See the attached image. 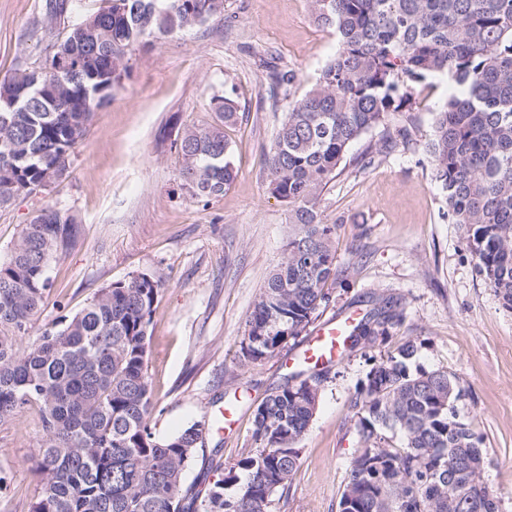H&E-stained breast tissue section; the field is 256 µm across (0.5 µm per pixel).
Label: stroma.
<instances>
[{
	"label": "stroma",
	"mask_w": 512,
	"mask_h": 512,
	"mask_svg": "<svg viewBox=\"0 0 512 512\" xmlns=\"http://www.w3.org/2000/svg\"><path fill=\"white\" fill-rule=\"evenodd\" d=\"M45 25L41 0H0V78L18 61L43 62ZM335 48V32L315 22L308 0H226L223 19L134 51L112 101L94 109L62 183L0 209L1 260L44 206L79 224L76 244L51 266L35 332L80 311L110 283L137 274L161 281L149 328L150 426L166 436L206 424L186 484L222 478L248 453L257 404L305 368L311 331L257 365H243L241 341L290 232V209L266 180L284 113L267 99L269 74L292 72L290 97L301 99ZM448 90L443 76L417 85L420 112L390 124L407 128V143L365 168H346L318 199L322 222L336 227L342 275L329 284L315 326L381 296L401 299L403 319L388 343L335 362L300 443V465L271 512H336L358 446L350 400L372 360L407 341L421 367L453 373L466 389L460 411L483 438L485 482L499 512H512V309L476 273L424 151L432 111ZM228 92L239 106L224 126L236 178L223 196L196 200L181 186L173 142L184 128L213 124L212 98ZM230 406L236 415L221 419ZM42 434L34 408L0 427V469L10 475L0 512H29L43 480Z\"/></svg>",
	"instance_id": "1"
}]
</instances>
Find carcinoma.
I'll list each match as a JSON object with an SVG mask.
<instances>
[{
  "instance_id": "carcinoma-1",
  "label": "carcinoma",
  "mask_w": 512,
  "mask_h": 512,
  "mask_svg": "<svg viewBox=\"0 0 512 512\" xmlns=\"http://www.w3.org/2000/svg\"><path fill=\"white\" fill-rule=\"evenodd\" d=\"M79 0H42L50 23L70 19ZM226 0H108L67 25L45 27L42 64H19L0 95V207L44 190L68 171L93 109L110 103L126 57L152 39L224 19ZM318 24L335 30L336 53L311 90L289 102L267 162L271 195L288 203L291 232L277 269L257 296L241 350L256 365L297 338L329 301L337 280L335 227L316 203L351 146L414 111L413 90L446 75L455 93L435 112L425 152L448 206L465 231L476 272L512 307V0H309ZM70 61L61 71L55 63ZM274 100L293 75H270ZM219 122L185 130L175 143L182 187L194 199L224 195L235 174L224 124L231 94L213 97ZM392 146L351 158L364 167ZM78 224L52 206L23 225L0 260V425L25 409L40 414L44 478L30 512H271L300 463L299 443L317 411L330 368L297 373L254 410L255 448L208 484L185 486L202 429L156 436L147 338L161 285L136 275L98 290L81 311L25 343L46 292L49 267L76 242ZM403 319L400 300H372L347 336V351L384 344ZM405 342L375 362L350 401L358 436L337 512H498L471 463L482 437L461 417L466 396L445 370L412 368ZM403 442L397 446L392 433Z\"/></svg>"
}]
</instances>
